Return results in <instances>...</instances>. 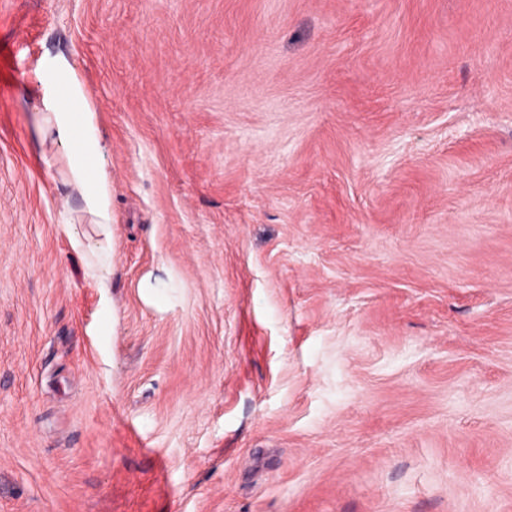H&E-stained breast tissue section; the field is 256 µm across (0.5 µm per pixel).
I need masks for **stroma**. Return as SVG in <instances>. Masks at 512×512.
<instances>
[{"mask_svg": "<svg viewBox=\"0 0 512 512\" xmlns=\"http://www.w3.org/2000/svg\"><path fill=\"white\" fill-rule=\"evenodd\" d=\"M0 512H512V0H0ZM47 85L40 128L49 132L61 148L70 181L102 230L96 262L87 265L86 275L100 288H107L114 251L112 183L101 160L98 115L92 110L79 78L64 64L54 67Z\"/></svg>", "mask_w": 512, "mask_h": 512, "instance_id": "35a3bbf8", "label": "stroma"}]
</instances>
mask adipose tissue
<instances>
[{"mask_svg": "<svg viewBox=\"0 0 512 512\" xmlns=\"http://www.w3.org/2000/svg\"><path fill=\"white\" fill-rule=\"evenodd\" d=\"M41 130L49 132L62 151L70 181L87 212L102 230L96 260L86 274L107 287L112 273V183L101 160L98 115L90 106L79 78L67 66H55L43 103Z\"/></svg>", "mask_w": 512, "mask_h": 512, "instance_id": "1", "label": "adipose tissue"}]
</instances>
